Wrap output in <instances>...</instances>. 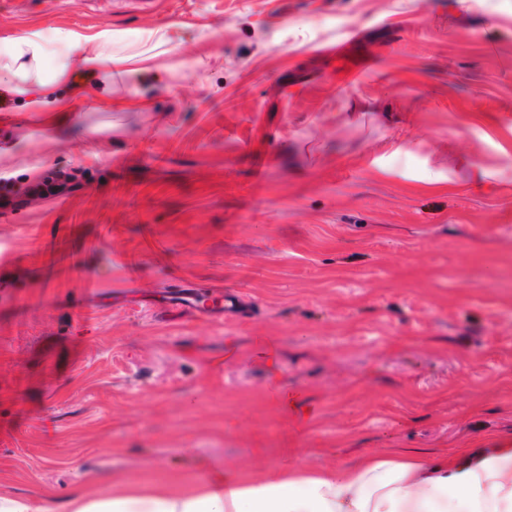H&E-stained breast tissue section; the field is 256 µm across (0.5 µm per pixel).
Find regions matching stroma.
I'll list each match as a JSON object with an SVG mask.
<instances>
[{"instance_id":"obj_1","label":"stroma","mask_w":512,"mask_h":512,"mask_svg":"<svg viewBox=\"0 0 512 512\" xmlns=\"http://www.w3.org/2000/svg\"><path fill=\"white\" fill-rule=\"evenodd\" d=\"M105 26L111 98L0 88V494L511 446L512 0H0Z\"/></svg>"}]
</instances>
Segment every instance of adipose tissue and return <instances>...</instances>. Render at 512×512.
<instances>
[{
  "instance_id": "obj_1",
  "label": "adipose tissue",
  "mask_w": 512,
  "mask_h": 512,
  "mask_svg": "<svg viewBox=\"0 0 512 512\" xmlns=\"http://www.w3.org/2000/svg\"><path fill=\"white\" fill-rule=\"evenodd\" d=\"M55 39L71 63L91 75L89 96L110 92L115 30L59 29ZM47 55L40 29L0 40V80L12 84L27 111H70L61 92L66 69L40 75ZM66 512H512V448L369 453L341 469L286 465L258 478L227 467L192 488L130 487L109 496L79 489Z\"/></svg>"
}]
</instances>
